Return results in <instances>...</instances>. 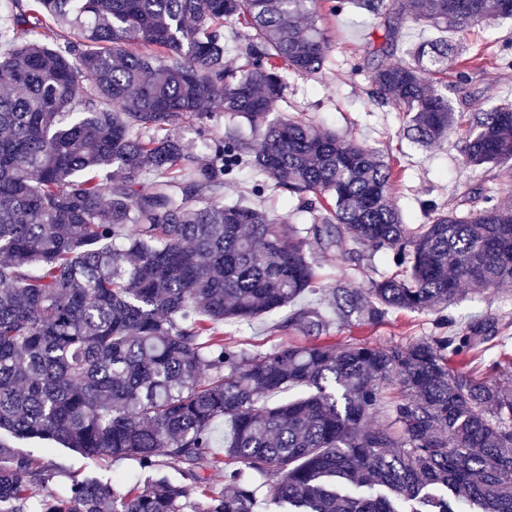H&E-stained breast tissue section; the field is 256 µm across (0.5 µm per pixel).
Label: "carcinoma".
<instances>
[{"mask_svg":"<svg viewBox=\"0 0 512 512\" xmlns=\"http://www.w3.org/2000/svg\"><path fill=\"white\" fill-rule=\"evenodd\" d=\"M0 17V433L90 459L134 456L147 474L75 480L0 442V512H512V374L471 364L512 326L450 314L512 283V204L421 203L408 224L393 172L353 138L274 112L285 73L325 72L317 0H9ZM383 19L371 97L412 139L456 134L461 162L512 160V107L458 112L440 85L446 33L512 19V0H352ZM442 36L387 61L403 18ZM242 62L224 63V25ZM142 49H133L134 44ZM252 135L208 131L215 112ZM196 127L201 160L186 153ZM244 167L300 197L310 224L224 199ZM349 247L345 278L380 252L394 271L323 290L326 311L279 328L324 341L263 354L224 342L316 291L308 248ZM434 313L406 343L339 347L337 324ZM292 399L277 396L289 389ZM228 420L224 451L214 424ZM178 471L171 479L165 470ZM224 472L217 492L209 472Z\"/></svg>","mask_w":512,"mask_h":512,"instance_id":"obj_1","label":"carcinoma"}]
</instances>
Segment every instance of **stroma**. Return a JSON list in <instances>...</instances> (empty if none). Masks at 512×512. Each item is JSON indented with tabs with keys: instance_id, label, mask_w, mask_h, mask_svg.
Listing matches in <instances>:
<instances>
[{
	"instance_id": "1",
	"label": "stroma",
	"mask_w": 512,
	"mask_h": 512,
	"mask_svg": "<svg viewBox=\"0 0 512 512\" xmlns=\"http://www.w3.org/2000/svg\"><path fill=\"white\" fill-rule=\"evenodd\" d=\"M337 2L320 0L319 4L322 24L333 44L329 68L318 79L289 75L288 91L284 101L278 102V111L354 137L375 155L391 161L397 177L391 200L410 223L425 220L417 205L421 199L437 198L447 206L465 210L480 208L481 200L470 199V191L477 187L498 189L499 178L465 168L454 137L423 149L404 135L398 112L377 104L369 95L368 68L372 63V44L382 34L380 21L350 6L340 14H332L331 8ZM459 39L464 46L463 58L471 67V81L462 90L449 86V97L486 106L512 105V19L470 26L460 33ZM261 181V176L253 172H241L226 181L224 195L231 199H256L258 205L274 215L286 214L296 207V196L283 189L268 188L261 197H253L251 189ZM490 313L512 314V285L487 291L476 300L463 302L454 311L462 324ZM279 321V316L271 315L248 324H225L224 340L261 353L281 343H307V336L279 329ZM432 330L430 315L393 312L376 326L341 327L334 340L340 346L357 340L386 345L427 336ZM10 444L58 467V474L47 484L51 493H63L74 475L118 477L127 482L139 473L138 462L132 457L94 461L59 445L45 451L43 442L36 439L14 438Z\"/></svg>"
}]
</instances>
